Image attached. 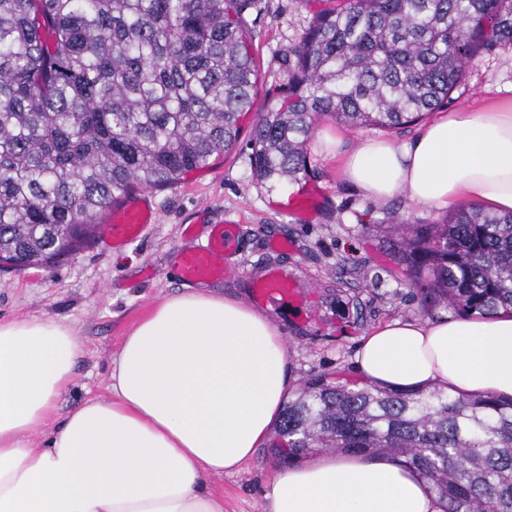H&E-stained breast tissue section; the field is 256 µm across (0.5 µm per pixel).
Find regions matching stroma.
<instances>
[{"mask_svg": "<svg viewBox=\"0 0 512 512\" xmlns=\"http://www.w3.org/2000/svg\"><path fill=\"white\" fill-rule=\"evenodd\" d=\"M258 8L251 39L259 78L237 146L176 185L150 190L156 222L125 247L115 249L95 237L49 268H0L1 320L47 315L79 335L83 352L65 407L109 398L123 336L153 304L185 290L173 252L183 245L187 224L195 225L202 242L216 224L229 225L234 236L227 257L232 274L204 283V290L246 303L249 282L267 267H278L294 280V298L278 296L261 305L284 338L292 386L314 373H356L362 336L396 319L423 316L420 296L396 260L399 242L387 226L400 220L436 224L445 210L410 205L402 195L379 205L341 183L336 160L313 147L308 150L312 177L272 188L255 181L248 136L254 115L280 104L291 50L319 5L317 0H260ZM511 91L512 49L500 50L475 61L447 108L473 110ZM420 129L417 123L352 129L324 116L314 133L340 134L341 148L349 152L371 138L402 144ZM301 189L307 201L296 214L288 201ZM278 239L286 245L276 250L272 243ZM279 468L263 447L239 471L209 479L208 487L223 500L224 512H263L264 494Z\"/></svg>", "mask_w": 512, "mask_h": 512, "instance_id": "obj_1", "label": "stroma"}]
</instances>
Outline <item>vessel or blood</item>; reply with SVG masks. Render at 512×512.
<instances>
[{
	"label": "vessel or blood",
	"mask_w": 512,
	"mask_h": 512,
	"mask_svg": "<svg viewBox=\"0 0 512 512\" xmlns=\"http://www.w3.org/2000/svg\"><path fill=\"white\" fill-rule=\"evenodd\" d=\"M102 233L113 246L122 247L141 237L153 222V214L145 205L144 192L132 197L119 198L103 217ZM233 241L228 228H213L208 241L178 250L177 265L186 281L218 280L230 272L224 261L225 253ZM288 290V279L278 269H270L265 276L253 283L251 296L262 301L275 293Z\"/></svg>",
	"instance_id": "obj_1"
}]
</instances>
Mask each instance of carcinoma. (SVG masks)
I'll list each match as a JSON object with an SVG mask.
<instances>
[{
	"label": "carcinoma",
	"instance_id": "cac0c4a2",
	"mask_svg": "<svg viewBox=\"0 0 512 512\" xmlns=\"http://www.w3.org/2000/svg\"><path fill=\"white\" fill-rule=\"evenodd\" d=\"M259 0H0V258L49 266L134 187L232 149L253 108ZM512 48V0H335L292 50L286 102L257 114L255 176L308 172L315 121L397 128L445 105L475 59ZM413 284L457 316L512 308V214L391 224ZM390 454L443 512H512V399L361 387L329 373L285 404L270 453Z\"/></svg>",
	"mask_w": 512,
	"mask_h": 512
}]
</instances>
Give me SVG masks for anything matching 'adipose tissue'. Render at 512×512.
Here are the masks:
<instances>
[{"mask_svg":"<svg viewBox=\"0 0 512 512\" xmlns=\"http://www.w3.org/2000/svg\"><path fill=\"white\" fill-rule=\"evenodd\" d=\"M342 180L387 204L512 213V99L439 114L412 142H364ZM82 344L49 317L0 320V512H224L206 489L263 447L290 388L279 329L236 299L185 290L124 336L109 399L60 407ZM363 379L512 397V311L395 320L363 336ZM45 436L44 447L31 438ZM264 512H442L390 455L320 452L279 471Z\"/></svg>","mask_w":512,"mask_h":512,"instance_id":"ef3b65f1","label":"adipose tissue"}]
</instances>
